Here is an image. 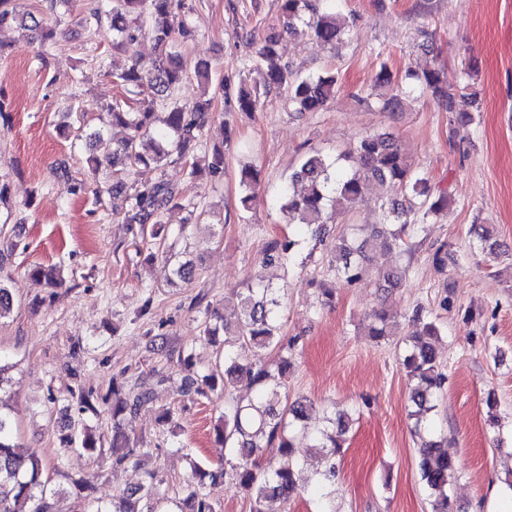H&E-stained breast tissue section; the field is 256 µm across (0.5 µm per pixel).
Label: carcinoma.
Listing matches in <instances>:
<instances>
[{"label": "carcinoma", "mask_w": 512, "mask_h": 512, "mask_svg": "<svg viewBox=\"0 0 512 512\" xmlns=\"http://www.w3.org/2000/svg\"><path fill=\"white\" fill-rule=\"evenodd\" d=\"M286 32L291 34L303 27L317 40L334 45L342 40L347 30L344 22L331 7L319 8L311 0H279ZM176 0H113L112 10L101 14L96 9V21L107 17L112 28V48L149 35L157 55L151 59H130L123 68L112 73L115 83L134 96L132 102H115L108 108L110 123L128 130V136L114 144L100 130L87 134L92 150L89 156L94 182L112 177V192L125 194L127 208L123 211L124 224L151 225V236L164 231L162 216L173 208L184 207L179 191L161 175L170 161L181 162L189 174L214 178L224 175V148L213 146L202 149V131L211 119L216 88L224 96L225 104L247 115L258 106L260 90L283 89L288 94V106L295 112H318L335 95L336 78L333 75L302 78L281 63L277 38L269 36L259 48L258 57L263 79L262 87H250L242 81L235 86L221 79L213 84L211 67L205 62L195 65L194 74L203 84L207 95L190 104L174 98L186 77L182 56L175 50L177 39L192 37V30L183 23L174 28L170 22ZM17 25L28 31V37L46 45L55 41L56 28L32 12L19 9L17 0H0V29ZM408 86L430 91L438 98L448 100V112L457 122L469 123L472 113L455 107L446 76L438 71L406 74ZM131 174L134 185L124 191L121 174ZM257 173L246 166L240 172L244 195L242 208L251 209L255 200ZM399 184L406 192L405 202L390 208L395 224H407L410 216L423 224L428 218L448 207L449 193L413 167L393 137L377 133L360 139L353 150L330 159L319 152L306 155L300 167L284 185L280 203L288 218L303 225L318 237L329 235V210H351L364 197L368 188L377 184ZM389 223L372 225L371 235L379 245L400 248L405 245L401 231L388 229ZM481 248L497 253L500 244L490 225L474 226ZM291 239H273L262 251V265L280 262L291 252ZM336 268L343 281L353 285L367 272L366 256L362 247L348 244L344 237L336 238ZM162 272L167 280L189 282L193 265L170 253L162 258ZM381 284L393 287L402 284L406 269L391 266L377 270ZM236 312L230 322L216 310L209 312L204 322L205 344L213 343L215 336L224 334V347L213 352L214 361L203 375H187L180 385L181 395L191 399L211 394H231V388L240 377L255 386L256 397L246 404L230 399L224 401V411L213 426L217 441L236 455L228 467L204 469L190 459V473L184 479L181 497L173 499L164 487L165 480L157 473L147 475L137 487L122 492L108 505L93 496L94 485L89 478L71 480L70 494L75 512H216L206 493L207 483L226 477L234 480L250 500V512H264L270 500L288 503L298 494L290 433L304 424L311 404L303 398L288 401L282 393L288 377L290 361L286 352L291 344L283 343L278 323L280 300L278 289L252 276L247 287L227 299ZM15 305L8 280L0 277V319L8 316ZM415 331L402 339L400 365L411 385V401L415 410L414 433L422 439L418 467L428 496L430 512H455L451 485L456 474V462L441 449V442L431 439L432 430L427 414L435 407L434 400L443 392L447 376L443 372L432 339L439 335L435 321L428 316H417ZM395 315L385 308L375 309L368 316L367 335L379 343L391 335ZM273 348L277 359L269 365L253 366L242 363L237 348ZM76 404L77 418L67 427L61 438L63 450L103 453L109 450L112 467L119 468L148 454L140 441L132 440L123 430L122 421L142 406L153 402V393L116 378L104 394L82 386L70 390ZM112 414V439L104 447L83 414H96L100 408ZM351 420L346 416L328 419V427L311 433V449L319 460L321 488L318 512H336L333 492L338 472L336 456L346 440ZM17 429L12 410L0 401V512H57L55 488L49 471L58 470L35 449L23 448L16 441ZM278 443L284 461L278 464L262 463V450Z\"/></svg>", "instance_id": "1"}]
</instances>
